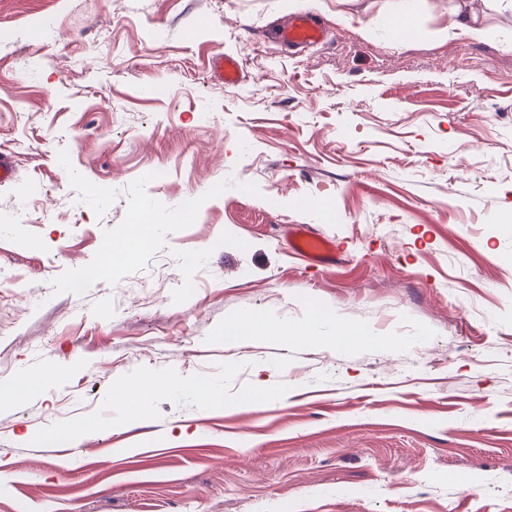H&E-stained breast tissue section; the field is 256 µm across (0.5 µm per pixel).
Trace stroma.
Listing matches in <instances>:
<instances>
[{
	"instance_id": "stroma-1",
	"label": "stroma",
	"mask_w": 512,
	"mask_h": 512,
	"mask_svg": "<svg viewBox=\"0 0 512 512\" xmlns=\"http://www.w3.org/2000/svg\"><path fill=\"white\" fill-rule=\"evenodd\" d=\"M335 10L0 0V387L35 376L0 397V512H512V11L448 39L425 0L397 46ZM304 11L324 44L271 38ZM143 211L152 247L89 276ZM318 310L371 339L225 334ZM309 244H315V247H310ZM291 248L311 261L326 264L336 261V243L308 232H300L296 235L291 243ZM160 387L161 385L154 380L141 383L136 390H128L124 386H116L112 388V399L114 402L122 404L123 407H132L130 399H135L138 396L140 400H144L154 394Z\"/></svg>"
}]
</instances>
